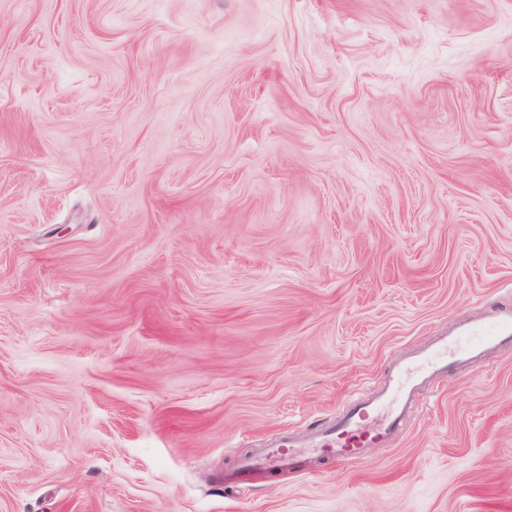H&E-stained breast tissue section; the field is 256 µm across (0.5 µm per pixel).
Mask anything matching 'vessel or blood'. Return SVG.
Returning a JSON list of instances; mask_svg holds the SVG:
<instances>
[{
  "mask_svg": "<svg viewBox=\"0 0 512 512\" xmlns=\"http://www.w3.org/2000/svg\"><path fill=\"white\" fill-rule=\"evenodd\" d=\"M512 342V306L496 309L485 321L464 322L438 337L424 352L407 359L376 392L349 400L327 428L303 438L265 449L243 470L262 466L270 472H288L298 454L317 448L339 461L364 458L368 448L386 444L406 421L430 378L452 361L480 362L488 353Z\"/></svg>",
  "mask_w": 512,
  "mask_h": 512,
  "instance_id": "1",
  "label": "vessel or blood"
}]
</instances>
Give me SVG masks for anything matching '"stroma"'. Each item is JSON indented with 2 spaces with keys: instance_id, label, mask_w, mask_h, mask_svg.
<instances>
[{
  "instance_id": "stroma-1",
  "label": "stroma",
  "mask_w": 512,
  "mask_h": 512,
  "mask_svg": "<svg viewBox=\"0 0 512 512\" xmlns=\"http://www.w3.org/2000/svg\"><path fill=\"white\" fill-rule=\"evenodd\" d=\"M508 302L512 0H0V512H512L511 346L224 480Z\"/></svg>"
}]
</instances>
